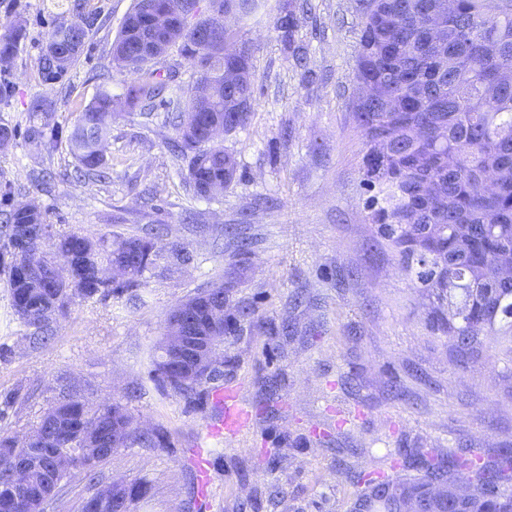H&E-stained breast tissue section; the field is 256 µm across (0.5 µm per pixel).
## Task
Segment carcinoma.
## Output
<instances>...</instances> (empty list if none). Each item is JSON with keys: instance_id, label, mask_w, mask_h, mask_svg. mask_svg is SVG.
<instances>
[{"instance_id": "1", "label": "carcinoma", "mask_w": 512, "mask_h": 512, "mask_svg": "<svg viewBox=\"0 0 512 512\" xmlns=\"http://www.w3.org/2000/svg\"><path fill=\"white\" fill-rule=\"evenodd\" d=\"M171 3L179 11L167 26L154 23L145 4ZM230 0H135L122 18L112 44V67L135 75L114 94L102 90L83 108L66 137L69 153L82 176L104 178L111 170L102 147L112 130V119L127 109L153 111L160 102L170 112L168 123L176 137L174 147L187 160L186 178L195 195L206 197L205 188L224 191L237 178L238 163L224 147L195 136L189 119L224 118V133L245 126L248 118L224 114L225 52L236 45L226 29L205 38H195L184 20L194 18V29L210 30V13L223 11ZM240 0L238 23L246 24L273 13V29L294 64L306 77L313 76L307 52L299 43L309 0ZM435 0H359L360 46L355 80L368 83L373 97L356 103L353 112L363 133L367 152L363 158V183L376 191L368 201L369 219L400 256L403 270L430 300L429 321L448 335L456 364L463 367L478 357L485 340L494 338L498 355L512 362V281L496 280L489 268L497 252H512V86L498 82V72L512 69V0H455L448 17V44L436 47L411 21L410 14L433 7ZM87 0H69L70 17L49 24L39 52L41 78L46 83L67 81L87 51L100 13L87 9ZM24 27L17 20L0 26V71L6 72L17 54ZM176 48L191 61L195 90H184L179 71L152 68L156 60ZM448 57V68L440 65ZM249 72L242 86L255 102L253 56L241 61ZM390 101L400 103L390 112ZM426 181L440 182L445 205L438 211L423 208L420 192ZM26 235L33 242L34 258L46 255L54 240L52 255L70 257L82 287L61 298L44 288L22 283L8 263L0 268L7 276L12 306L18 319L40 331L36 340H51L56 310L67 309L75 297L99 293L122 294L139 286L154 265V239L130 236L107 242L105 237L70 233L52 238L47 213L32 204L18 203L6 214L0 256L10 254L13 243ZM121 266L118 280L97 277L95 259ZM29 297L27 310L18 308V298ZM151 377L162 391L171 390L194 403L209 397L224 379V363L208 376L187 381L155 347ZM133 417L117 402L94 405L73 397L52 424L42 417L38 430L53 438L44 449L45 463L31 475L26 493L32 509L45 512L44 488L62 490L73 477L95 486L99 466L116 449L98 453L85 447L83 429L96 424L106 433L132 423ZM167 448L166 433L132 430L124 434L122 447L134 445ZM57 457L69 459L71 467L59 472ZM146 481L123 484L117 490L121 512H133L149 497ZM435 491L444 498V512H457L459 503L468 512H512V450L488 465L480 458L458 456L452 463L443 458L424 460L419 477L369 481L350 512H424L425 494Z\"/></svg>"}]
</instances>
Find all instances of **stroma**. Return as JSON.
<instances>
[{
	"instance_id": "stroma-1",
	"label": "stroma",
	"mask_w": 512,
	"mask_h": 512,
	"mask_svg": "<svg viewBox=\"0 0 512 512\" xmlns=\"http://www.w3.org/2000/svg\"><path fill=\"white\" fill-rule=\"evenodd\" d=\"M313 2L299 34L309 80L270 19L234 27L253 48L256 104L245 127L222 140L238 159L236 182L202 200L168 146L175 132L163 112L113 121L106 182L73 178L64 139L39 146L27 138L32 124L69 130L102 87L117 93L129 82L124 72L106 85L99 75L134 0H90L101 22L62 85L43 83L39 48L46 21L63 15L67 0H0V24L27 21L12 68L0 75V125L16 130L0 150V214L31 199L53 234L141 235L159 249L132 293L75 299L46 344L15 316L0 271V402L17 397L0 432L24 436L69 388L96 404H126L171 440L119 449L101 467L104 487L150 482L137 512H240L250 497L255 512H350L362 489L356 475L420 473L408 450L472 451L492 464L512 448V363L490 347L457 367L447 337L428 321V298L368 220L366 146L351 111L360 19L354 0ZM176 244L192 253L190 265H174ZM219 282L226 305L255 311L224 339L222 388L242 399L249 418L238 435L211 441L203 476L188 458L221 409L163 393L150 370L169 313Z\"/></svg>"
}]
</instances>
